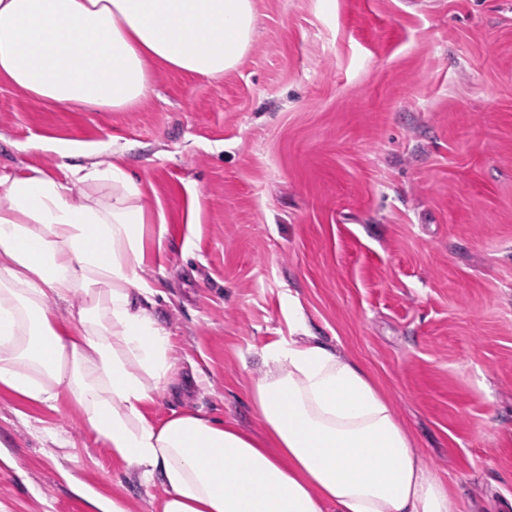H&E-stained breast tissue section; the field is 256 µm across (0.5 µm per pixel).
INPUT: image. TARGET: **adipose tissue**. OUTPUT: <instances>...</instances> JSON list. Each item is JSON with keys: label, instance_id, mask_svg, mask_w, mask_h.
I'll return each instance as SVG.
<instances>
[{"label": "adipose tissue", "instance_id": "adipose-tissue-1", "mask_svg": "<svg viewBox=\"0 0 512 512\" xmlns=\"http://www.w3.org/2000/svg\"><path fill=\"white\" fill-rule=\"evenodd\" d=\"M256 21L253 0H0V79L123 112L154 66L223 78ZM141 196L117 159L61 180L0 173V391L47 407L70 396L97 441L163 488L158 512H456L371 372L313 336L261 350L250 397L264 438L190 410L146 417L177 358L143 277L163 242Z\"/></svg>", "mask_w": 512, "mask_h": 512}]
</instances>
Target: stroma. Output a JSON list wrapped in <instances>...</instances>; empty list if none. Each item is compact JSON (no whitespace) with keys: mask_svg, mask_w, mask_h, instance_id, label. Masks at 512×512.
<instances>
[{"mask_svg":"<svg viewBox=\"0 0 512 512\" xmlns=\"http://www.w3.org/2000/svg\"><path fill=\"white\" fill-rule=\"evenodd\" d=\"M223 79L157 69L124 112L0 80V173L62 177L103 145L142 188L153 313L194 410L261 435L267 343L305 329L363 362L457 512L512 497V0H254ZM47 138L73 150L36 149ZM299 314L289 317V303ZM155 512L66 396L0 391V512Z\"/></svg>","mask_w":512,"mask_h":512,"instance_id":"stroma-1","label":"stroma"}]
</instances>
